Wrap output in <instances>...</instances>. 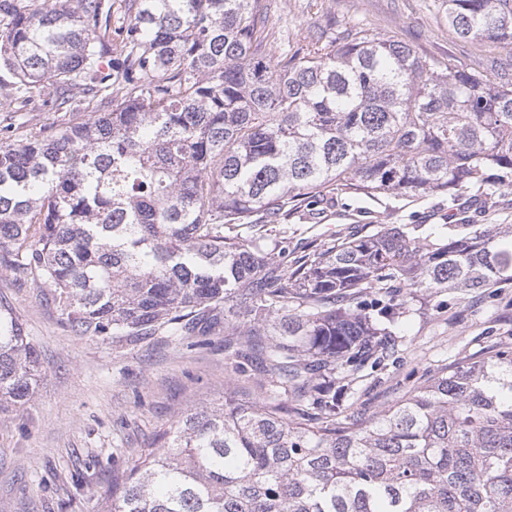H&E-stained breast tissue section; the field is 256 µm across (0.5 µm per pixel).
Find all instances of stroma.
<instances>
[{
    "mask_svg": "<svg viewBox=\"0 0 512 512\" xmlns=\"http://www.w3.org/2000/svg\"><path fill=\"white\" fill-rule=\"evenodd\" d=\"M275 30L267 46L278 58L309 35L330 40L363 27L392 36L423 56H453L467 69L489 73L490 61L512 46L475 48L444 25L435 0H269ZM68 113L34 98L11 111L0 94V125L49 133ZM512 224V177L494 194H377L336 190L325 204L270 225L265 244L289 259L380 224ZM366 303L395 304V352L366 369L354 385L353 408L384 409L431 376L512 350V282L470 291L428 294L373 289ZM8 307L41 359L42 371L23 408L0 412V512H99L117 473L135 465L154 434L185 410L224 399L252 402L263 377L252 362H237L235 330L115 343L74 335L41 289L0 266V307Z\"/></svg>",
    "mask_w": 512,
    "mask_h": 512,
    "instance_id": "stroma-1",
    "label": "stroma"
}]
</instances>
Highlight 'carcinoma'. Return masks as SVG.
Returning a JSON list of instances; mask_svg holds the SVG:
<instances>
[{
  "instance_id": "obj_1",
  "label": "carcinoma",
  "mask_w": 512,
  "mask_h": 512,
  "mask_svg": "<svg viewBox=\"0 0 512 512\" xmlns=\"http://www.w3.org/2000/svg\"><path fill=\"white\" fill-rule=\"evenodd\" d=\"M113 5L0 0V88L87 113L41 138L0 128V262L77 336L242 317L238 355L261 352L270 381L261 400L179 415L102 512H512V350L375 414L342 404L389 349L374 317L395 322L367 290L512 281V225L379 224L291 264L263 244L339 187H495L489 170L512 172V60L492 78L360 29L273 62L267 0H119L115 28ZM438 5L458 38L512 45V0ZM40 372L0 311V406L28 403Z\"/></svg>"
}]
</instances>
